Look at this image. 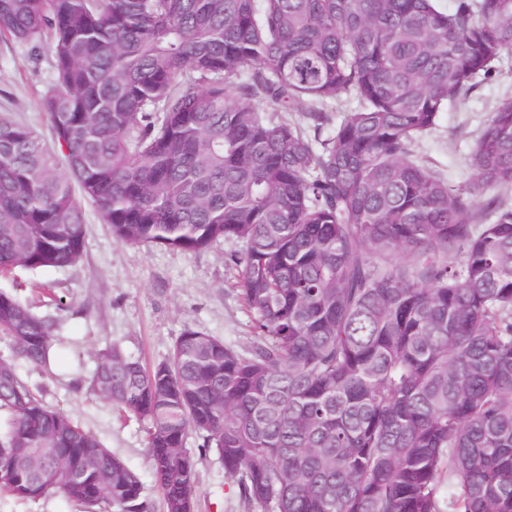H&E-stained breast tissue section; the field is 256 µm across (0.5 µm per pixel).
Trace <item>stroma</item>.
Here are the masks:
<instances>
[{"label": "stroma", "mask_w": 512, "mask_h": 512, "mask_svg": "<svg viewBox=\"0 0 512 512\" xmlns=\"http://www.w3.org/2000/svg\"><path fill=\"white\" fill-rule=\"evenodd\" d=\"M54 82L47 51L0 41V112L33 126L46 143L54 136L41 98ZM512 97V57L495 78L449 105L418 152L430 167L459 185L470 177L467 157L480 128ZM85 247L76 266L0 275V290L19 296L33 312L56 324L55 355L48 368L19 363L21 378L50 405L62 409L120 457L140 478L150 512H164L162 492L150 466L146 423L123 414L87 388L96 352L106 344L153 366L170 353L185 326L242 350L252 342L251 314L231 255L240 242L222 240L196 254L159 246L128 245L112 237L98 209L84 204ZM196 512H251L235 481L214 454L198 460Z\"/></svg>", "instance_id": "obj_1"}]
</instances>
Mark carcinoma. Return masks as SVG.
Segmentation results:
<instances>
[{"label": "carcinoma", "mask_w": 512, "mask_h": 512, "mask_svg": "<svg viewBox=\"0 0 512 512\" xmlns=\"http://www.w3.org/2000/svg\"><path fill=\"white\" fill-rule=\"evenodd\" d=\"M43 40L66 171L0 113V274L76 265L82 198L125 244L245 243L249 349L187 325L155 367L109 345L89 378L148 422L166 512H195L192 434L257 512H512V203H474L512 188V99L464 184L414 152L512 55V0H0V41ZM0 340V489L149 512L20 379L53 323L1 290Z\"/></svg>", "instance_id": "obj_1"}]
</instances>
